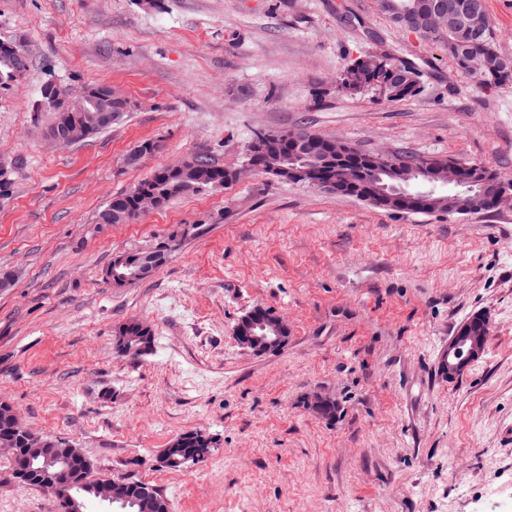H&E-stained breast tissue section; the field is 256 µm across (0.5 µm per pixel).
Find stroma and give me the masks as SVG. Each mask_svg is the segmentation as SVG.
<instances>
[{
    "mask_svg": "<svg viewBox=\"0 0 512 512\" xmlns=\"http://www.w3.org/2000/svg\"><path fill=\"white\" fill-rule=\"evenodd\" d=\"M351 10L363 28L344 26ZM0 38L29 69L0 93V401L96 469L151 484L173 512H512V207L384 210L256 172L128 224H96L113 196L191 156L243 168L256 133L306 128L369 152L480 165L512 177V80L478 86L447 46L405 33L375 0H0ZM419 63L417 95L338 91L345 65ZM109 84L133 110L70 147L48 135L41 89ZM158 148L135 167L129 150ZM175 239L166 266L123 288L115 253ZM261 306L280 349L236 340ZM491 320L487 349L442 376L456 328ZM149 322L131 359L114 326ZM333 399L326 421L308 405ZM217 438L177 471V435ZM0 512H57L0 456Z\"/></svg>",
    "mask_w": 512,
    "mask_h": 512,
    "instance_id": "stroma-1",
    "label": "stroma"
}]
</instances>
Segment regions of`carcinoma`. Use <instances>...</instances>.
Wrapping results in <instances>:
<instances>
[{
    "mask_svg": "<svg viewBox=\"0 0 512 512\" xmlns=\"http://www.w3.org/2000/svg\"><path fill=\"white\" fill-rule=\"evenodd\" d=\"M378 10L393 22L421 37L440 40L448 44V53L459 74L478 85L501 83L512 79V56L501 53L495 46L491 27H486L479 38L472 36L473 28L468 16L478 10L487 13L486 0H377ZM446 13L445 25L432 29L421 25L418 16L432 11ZM372 64L369 57L351 60L338 84V89L357 94L373 89L389 101H401L418 91V72L413 64L394 62L388 56L378 57ZM27 70V57L20 43L0 40V91L13 85ZM101 85L87 87L86 95L75 111L69 112L43 99L44 105L53 112L51 129L63 130L70 125L69 119L81 114L90 118L101 107L97 92ZM272 142L257 147L255 159L261 172L280 180L307 182L321 186L334 183V193L356 197L375 206L407 213L449 214L457 206L465 212H491L495 210L498 193L506 179L499 173L480 165L464 167L463 184L451 191L442 192L425 182L416 165L420 157L413 154L399 155V167L382 169L375 153L354 149L344 156V162L336 164V143L308 129L283 130L270 134ZM234 174L214 165L202 156L191 157L183 168H161L132 190L113 197L101 209L96 218L110 213L115 223L126 224L139 214V197L155 198L162 206L170 199L201 193L213 188H224L232 183ZM171 249L159 243L151 250L116 253L107 265L103 278L116 287H125L131 281L124 276L138 273L140 282L158 272L168 261ZM116 350L124 354L126 346L142 348L148 354L154 347L151 325L141 320H130L113 329ZM11 440L17 454L11 459L12 469L31 472L26 484L44 489L42 475L67 469L66 481H57L51 496L57 505L63 502L79 503L78 512H86L87 503L97 501L93 485L81 482L84 472L91 468L88 458L71 459L65 452V443L45 438L42 444L29 442L18 434L8 413L7 403L0 401V442ZM217 444V439L197 431H186L173 439L164 449L162 468L178 471L184 460L203 455ZM127 505L117 502L118 512H171L169 500L148 484L133 480L124 491Z\"/></svg>",
    "mask_w": 512,
    "mask_h": 512,
    "instance_id": "carcinoma-1",
    "label": "carcinoma"
}]
</instances>
